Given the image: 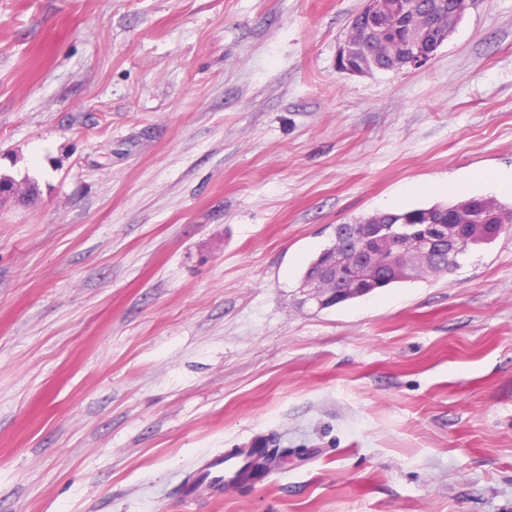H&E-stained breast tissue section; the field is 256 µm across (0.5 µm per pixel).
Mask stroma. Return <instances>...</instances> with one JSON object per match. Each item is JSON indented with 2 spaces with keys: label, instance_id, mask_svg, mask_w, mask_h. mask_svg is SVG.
I'll list each match as a JSON object with an SVG mask.
<instances>
[{
  "label": "stroma",
  "instance_id": "35a3bbf8",
  "mask_svg": "<svg viewBox=\"0 0 512 512\" xmlns=\"http://www.w3.org/2000/svg\"><path fill=\"white\" fill-rule=\"evenodd\" d=\"M363 0H0V512H512V227L329 309L336 225L512 202V0L349 75ZM445 190H434L435 182ZM304 456L193 500L209 457Z\"/></svg>",
  "mask_w": 512,
  "mask_h": 512
}]
</instances>
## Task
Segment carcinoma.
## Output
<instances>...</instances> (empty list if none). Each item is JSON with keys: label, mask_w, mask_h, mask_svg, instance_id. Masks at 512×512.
<instances>
[{"label": "carcinoma", "mask_w": 512, "mask_h": 512, "mask_svg": "<svg viewBox=\"0 0 512 512\" xmlns=\"http://www.w3.org/2000/svg\"><path fill=\"white\" fill-rule=\"evenodd\" d=\"M458 0H411L415 24L422 28H432L434 32L448 31V16L456 8ZM353 38L359 41L363 51V60L378 71H400L403 64L401 43L392 38H380L368 33L362 28L360 19H355ZM454 215L456 223L460 224L458 233L461 237L459 249L451 254L439 250L426 257L416 259L414 272L407 276H398L391 269L388 261L389 254L381 253L375 262V289L386 288L395 283L411 282L428 274H450L458 267V258L471 249L491 244L504 229L512 224V204H505L496 199L470 196L453 201L437 202L427 207L406 209L397 212H377L367 217H359L335 227L332 244L324 248L306 267L303 278L309 279L319 266L334 256L337 259L336 270L329 272L323 282V287L341 289L339 298L329 299L325 307L331 308L338 304L355 300L357 295L344 293L342 289L347 284L340 281L347 268L346 258L348 239L351 231L368 237L382 230L386 224H414L430 217L442 224L448 223V215ZM239 454L246 457L244 465L237 471L235 478L241 481L250 480L267 470L271 464L288 454V450L277 448H250L241 450Z\"/></svg>", "instance_id": "carcinoma-1"}]
</instances>
